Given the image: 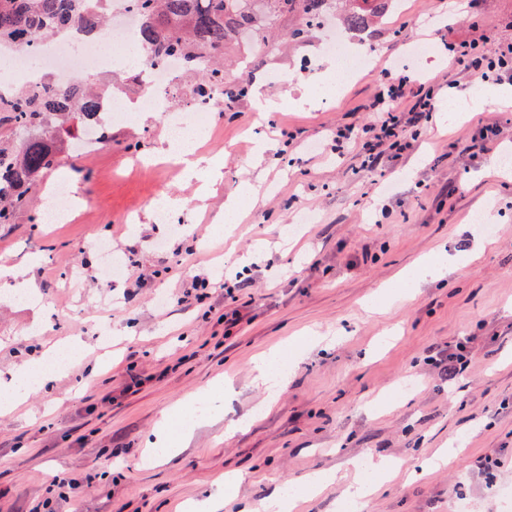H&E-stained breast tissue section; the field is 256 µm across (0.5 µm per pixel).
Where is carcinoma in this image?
Masks as SVG:
<instances>
[{
    "mask_svg": "<svg viewBox=\"0 0 512 512\" xmlns=\"http://www.w3.org/2000/svg\"><path fill=\"white\" fill-rule=\"evenodd\" d=\"M87 0H0V43L31 42L63 28L77 27L101 31L103 11H92ZM265 19L254 13L252 0H136L141 16L138 38L146 55H177L187 63L196 81L190 89L207 93L212 80L224 67L214 63V54L243 30L257 43L263 22L283 14L300 18L301 25L290 33L292 40L304 41L309 29L322 23L326 0H265ZM345 19L369 29L384 18L394 0H350ZM104 103L102 91L85 84L58 87L48 79L43 89L19 87L11 100L0 105V127L10 135L0 137V224H13L17 212L34 197L31 188L54 170L64 152L60 131L77 120L81 125L98 124Z\"/></svg>",
    "mask_w": 512,
    "mask_h": 512,
    "instance_id": "1",
    "label": "carcinoma"
}]
</instances>
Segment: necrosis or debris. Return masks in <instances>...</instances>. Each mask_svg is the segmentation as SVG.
I'll return each mask as SVG.
<instances>
[{
    "instance_id": "necrosis-or-debris-1",
    "label": "necrosis or debris",
    "mask_w": 512,
    "mask_h": 512,
    "mask_svg": "<svg viewBox=\"0 0 512 512\" xmlns=\"http://www.w3.org/2000/svg\"><path fill=\"white\" fill-rule=\"evenodd\" d=\"M103 7L108 24L101 34L78 29L58 32L36 41L24 51L11 43H1L0 96L9 97L20 85L40 89L49 75L60 84L75 85L89 70L121 68L128 57L143 56V48L134 39L140 17L130 0H105ZM184 70L182 60L164 58L147 71V92L134 101L120 93L107 95L106 112L122 119L143 109L167 112L169 95ZM223 92V85L213 86L205 96H193L189 115L170 114L165 124L168 136L204 139L212 124V112Z\"/></svg>"
}]
</instances>
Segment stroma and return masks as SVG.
Masks as SVG:
<instances>
[{
    "label": "stroma",
    "mask_w": 512,
    "mask_h": 512,
    "mask_svg": "<svg viewBox=\"0 0 512 512\" xmlns=\"http://www.w3.org/2000/svg\"><path fill=\"white\" fill-rule=\"evenodd\" d=\"M402 0L354 50L370 70L314 106L285 98L322 81L326 32L289 43L297 27L281 16L266 45L228 48L225 62L244 81L263 80L279 105L261 113L250 97L213 120L200 145L222 166L215 192L170 168L157 153L162 120L137 113L113 124L93 157L69 147L48 182H67L86 211L75 224H43L41 201L0 224V264L35 280L41 304L0 289V382L14 369L72 338L81 363L0 413V512H183L207 500L225 475L239 481L221 512H240L320 470L361 476L360 462L398 460L391 483L359 512H507L512 485V106L493 103L494 83L457 68L444 51L456 40L512 43V0ZM435 41L417 75L437 93V110L411 150L384 174L364 170L356 146H328L330 128L353 122L383 67L408 45ZM484 97L482 112L447 115L449 101ZM501 135L470 157L460 142L488 123ZM297 133L289 146L281 129ZM276 148L258 156L261 140ZM252 184L256 200L241 223L217 221L229 196ZM455 187L451 199L442 190ZM180 199L191 233L169 231L150 210ZM134 223H127V216ZM107 243L121 271L103 287L96 243ZM447 255L446 277L395 301L420 261ZM242 263L247 287L191 293L195 276ZM76 268L78 280L66 272ZM239 312L237 326L224 317ZM317 335L291 368L274 407L253 381V360ZM467 342L470 362L455 378L435 368L439 353ZM216 407L160 462L147 450L163 416L181 423L194 396ZM254 416L251 425L241 419ZM467 450L463 467L420 476L419 466L448 440ZM493 463L483 469L482 459ZM78 490L54 486L56 477Z\"/></svg>",
    "instance_id": "1"
}]
</instances>
